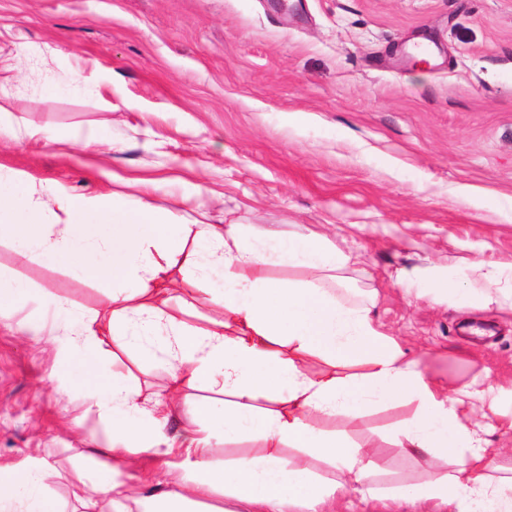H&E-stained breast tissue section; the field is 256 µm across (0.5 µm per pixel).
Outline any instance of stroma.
Segmentation results:
<instances>
[{
    "label": "stroma",
    "instance_id": "stroma-1",
    "mask_svg": "<svg viewBox=\"0 0 512 512\" xmlns=\"http://www.w3.org/2000/svg\"><path fill=\"white\" fill-rule=\"evenodd\" d=\"M0 173L75 196L125 195L173 224L312 229L361 263L379 330L453 390L492 383L491 447L512 466V312L470 300L512 289V0H0ZM111 139L101 153L87 134ZM459 288H428L431 268ZM17 297L0 307V482L43 470L75 512L74 469L108 422L90 398L81 344L35 341L19 323L60 318L42 291L91 312L101 285L0 241ZM145 391L167 374L120 355ZM409 408L325 428L378 448L382 485L451 471L407 454Z\"/></svg>",
    "mask_w": 512,
    "mask_h": 512
}]
</instances>
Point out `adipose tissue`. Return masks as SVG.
<instances>
[{
  "instance_id": "adipose-tissue-1",
  "label": "adipose tissue",
  "mask_w": 512,
  "mask_h": 512,
  "mask_svg": "<svg viewBox=\"0 0 512 512\" xmlns=\"http://www.w3.org/2000/svg\"><path fill=\"white\" fill-rule=\"evenodd\" d=\"M62 221L46 219L49 209ZM110 287L100 311L78 312L46 293V303L68 314L65 335L77 336L93 354L114 357L116 347L157 340L169 366L164 398L147 406L131 373L116 368L112 387L98 401L111 418L112 435L103 447L109 463L86 478L76 473L73 495L82 512H186L187 505L221 493L247 512H320L336 496L377 488L373 448L355 445L326 431L329 419L355 420L369 408L390 403L414 405L398 430V447L432 457L453 458L456 469L420 482L400 481L393 491L433 504L440 512H512V475H500L499 452L480 435L475 415L486 388L447 393L381 333L372 302L356 301L341 286L342 272L354 266L345 253L315 233L284 236L249 224L170 225L165 210L148 203L133 209L112 196H75L55 184H33L18 174L0 175V240ZM277 265L304 268L307 279L268 277ZM224 269V293L208 286L210 272ZM218 307L221 320L206 326L188 316L196 302ZM317 358L325 371L306 368ZM225 395L224 433L253 438L259 446L233 464L215 465L211 438L184 428L179 440L162 429L198 383ZM295 449L332 470L324 478L285 456ZM182 451L192 474L173 473L149 494L121 482L139 456L158 468ZM44 476L29 471L23 484H0V512L24 501L26 512H60L41 492Z\"/></svg>"
}]
</instances>
